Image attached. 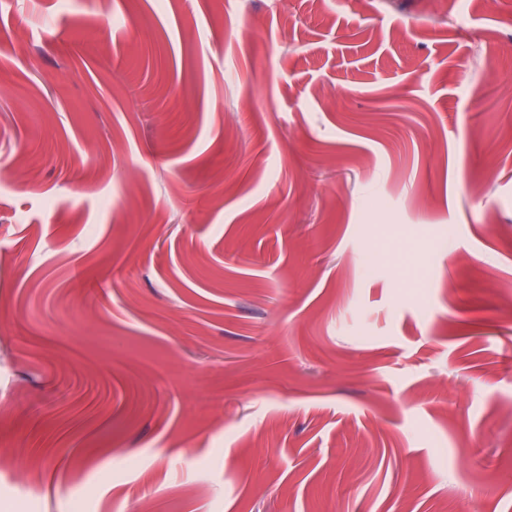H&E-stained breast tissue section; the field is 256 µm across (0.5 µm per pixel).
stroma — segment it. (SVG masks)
Returning <instances> with one entry per match:
<instances>
[{
    "mask_svg": "<svg viewBox=\"0 0 512 512\" xmlns=\"http://www.w3.org/2000/svg\"><path fill=\"white\" fill-rule=\"evenodd\" d=\"M512 0H0V512H512Z\"/></svg>",
    "mask_w": 512,
    "mask_h": 512,
    "instance_id": "1",
    "label": "stroma"
}]
</instances>
